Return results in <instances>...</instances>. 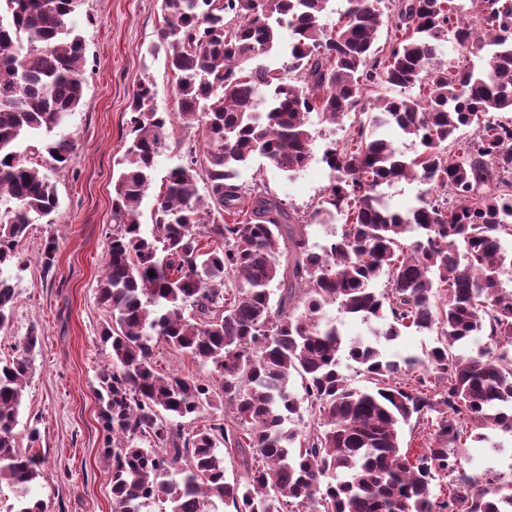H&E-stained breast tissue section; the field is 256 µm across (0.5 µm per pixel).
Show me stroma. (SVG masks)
<instances>
[{
	"mask_svg": "<svg viewBox=\"0 0 512 512\" xmlns=\"http://www.w3.org/2000/svg\"><path fill=\"white\" fill-rule=\"evenodd\" d=\"M161 21L157 0H81L75 22L86 42L87 83L65 128L76 149L65 168L50 174L57 212L30 225L22 263L10 270L18 298L9 328L0 332V358L21 350L28 333L37 335L16 445L33 448L42 459L31 492L47 512H112V471L101 457L96 396L97 373L110 361L101 340L108 316L97 285L112 233L116 163L131 138L129 105L138 79L154 82L158 111L177 109L173 75L163 57L146 53ZM313 128L314 155L304 171L289 177L257 161L244 171V181L267 184L288 209L311 210L332 179L322 153L349 125L317 122ZM200 141L195 125L179 121L169 129L140 206L144 230L152 228L153 206L169 170ZM50 239L57 249L47 273L40 256ZM462 463L475 475L489 468L501 483L512 482V435L493 431L488 440H468Z\"/></svg>",
	"mask_w": 512,
	"mask_h": 512,
	"instance_id": "obj_1",
	"label": "stroma"
}]
</instances>
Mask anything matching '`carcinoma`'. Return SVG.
<instances>
[{
    "mask_svg": "<svg viewBox=\"0 0 512 512\" xmlns=\"http://www.w3.org/2000/svg\"><path fill=\"white\" fill-rule=\"evenodd\" d=\"M79 2L0 0V330L18 296L3 269L59 205L18 142L58 167L74 149L62 128L86 83ZM329 2L160 0L147 52L164 53L178 107L157 111L155 84L138 80L98 284L110 314L97 399L112 512L156 500L169 512H512L493 471L481 485L460 463L469 438L488 439L482 430L512 433V122L494 117L512 112V0H347L327 26ZM384 16L386 53L376 45ZM443 41L464 58L442 60ZM372 87L376 114L359 106ZM313 114L351 116L352 131L323 151L334 173L324 194L291 215L266 185L239 182L241 169L261 158L302 172ZM176 118L201 129L203 147L168 173L147 234L139 207ZM386 124L420 150L407 156L379 137ZM402 179L426 188L396 211L384 188ZM337 222L309 245V226ZM331 305L370 335L345 339ZM412 327L436 345L384 358L380 339ZM36 342L31 331L0 360L10 512H45L29 497L41 458L15 434ZM162 344L213 376L161 369ZM344 358L366 385L342 372ZM411 423L425 431L413 461L400 441ZM232 453L243 483L226 481ZM439 477L448 494L438 500Z\"/></svg>",
    "mask_w": 512,
    "mask_h": 512,
    "instance_id": "obj_1",
    "label": "carcinoma"
}]
</instances>
